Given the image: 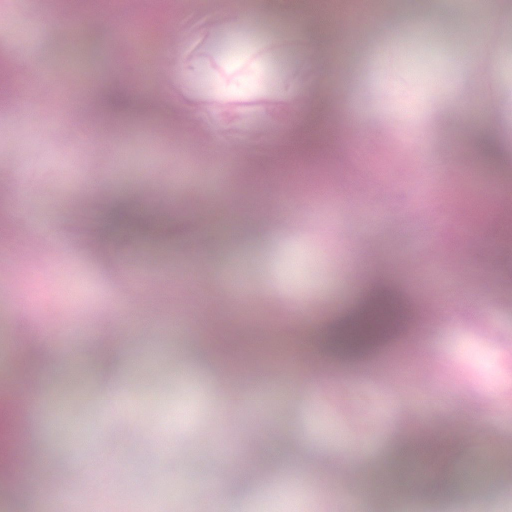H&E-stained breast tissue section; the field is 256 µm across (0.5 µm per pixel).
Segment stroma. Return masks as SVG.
<instances>
[{"instance_id": "35a3bbf8", "label": "stroma", "mask_w": 512, "mask_h": 512, "mask_svg": "<svg viewBox=\"0 0 512 512\" xmlns=\"http://www.w3.org/2000/svg\"><path fill=\"white\" fill-rule=\"evenodd\" d=\"M131 36L97 18L79 27L58 19L63 0H0V79L37 73L27 98L0 108V225L32 226L53 209L52 234H33L20 250L0 243V373L18 361L10 337L42 347L46 363L22 392L40 395L32 416V470L0 512H58L35 503V485L68 479L73 458L99 448L113 457L97 472L120 485L124 504L143 494L147 465L161 477L154 492L184 499L186 512H277L289 495L316 512H350L355 486L361 512H498L512 483L497 482L489 460L512 456V245L490 254L460 252V208L472 188L486 199L512 190L501 165L512 163V112L473 110L472 126L452 112H423L417 93L464 86L487 99L512 82V40L486 31L482 14L501 0H380L379 21L270 49L269 84L302 81L308 107L284 102L265 112L256 97L225 112L195 103L167 85L174 55L217 69L224 12L249 13L242 43L269 38L295 20L297 0H167L143 15L126 0ZM401 39V50L366 67L371 30ZM486 38L484 75L461 69L464 43ZM124 60L112 74L99 49ZM115 85L122 112L75 113L69 101L85 75ZM320 133L334 141L324 169L309 180L277 174L281 141ZM438 167L422 173L423 156ZM333 183L314 194L311 182ZM28 192L18 197V183ZM196 207L198 223L165 225L147 241L130 230L162 205ZM240 225L236 241L199 260L200 224ZM163 261L175 306L156 293L150 274L122 275L135 260ZM392 283L407 304L465 287L466 303L420 319L387 351L335 353L314 376L286 357L257 353L236 371L218 373L204 354L213 313L229 319L224 335L251 316L282 325L299 315L323 326L355 306L369 278ZM496 294L483 308L487 291ZM247 293L252 308L237 304ZM120 349L112 376L136 395L122 415L107 416L96 393L108 351ZM218 378L224 409L204 385ZM486 424L475 434L473 424ZM223 448L213 436L226 422ZM447 453L417 471L406 449L422 435ZM411 497L401 501L399 486Z\"/></svg>"}]
</instances>
